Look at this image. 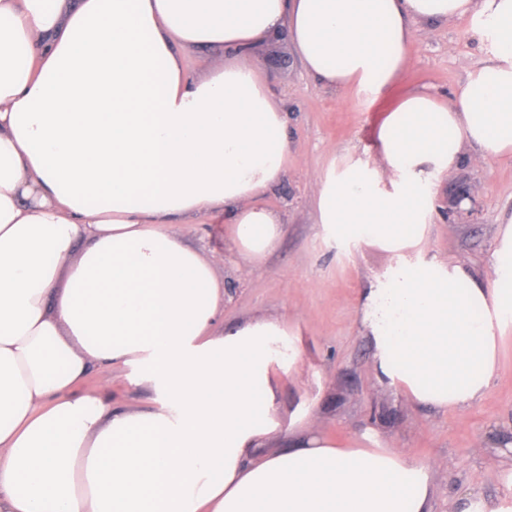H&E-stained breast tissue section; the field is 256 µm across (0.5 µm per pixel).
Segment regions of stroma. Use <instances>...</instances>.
Returning <instances> with one entry per match:
<instances>
[{"label":"stroma","mask_w":512,"mask_h":512,"mask_svg":"<svg viewBox=\"0 0 512 512\" xmlns=\"http://www.w3.org/2000/svg\"><path fill=\"white\" fill-rule=\"evenodd\" d=\"M412 65L384 97L319 88L303 70L290 43L277 41L261 56L272 90L286 99L292 163L266 203L282 215L276 248L257 266L226 264L224 324L276 316L301 331L302 358L281 377V413L300 402L315 404L316 429L337 440L377 431L381 439L428 465L434 512H458L460 498L478 492L490 504L512 499V461L490 458L489 438L512 442V333L504 336L493 385L482 402L464 412L437 413L380 387L373 348L360 320V295L389 264L377 248L325 241L317 223L320 180L346 152L369 160L375 129L398 98L426 89L451 97L487 53L469 19L421 27L411 47ZM466 197V209L454 199ZM512 214V157L481 160L469 149L460 168L443 179L429 235V253L466 262L490 273L498 223ZM109 386L127 410L145 406L150 391L135 375L94 371L86 389Z\"/></svg>","instance_id":"obj_1"}]
</instances>
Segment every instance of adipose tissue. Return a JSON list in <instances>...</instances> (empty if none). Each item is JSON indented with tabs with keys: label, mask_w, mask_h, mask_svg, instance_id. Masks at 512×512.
I'll return each instance as SVG.
<instances>
[{
	"label": "adipose tissue",
	"mask_w": 512,
	"mask_h": 512,
	"mask_svg": "<svg viewBox=\"0 0 512 512\" xmlns=\"http://www.w3.org/2000/svg\"><path fill=\"white\" fill-rule=\"evenodd\" d=\"M460 18L486 63L448 100L408 92L317 202L327 235L390 257L361 302L378 385L439 413L485 397L512 330V216L491 280L426 256L464 149L512 155V0H0V512H432L430 468L377 433L343 447L312 406L281 416L298 328H225L215 261L176 227L225 225L251 266L279 239L265 198L291 150L263 46L379 96L418 24ZM194 50L224 63L189 76ZM103 366L152 406L81 390Z\"/></svg>",
	"instance_id": "adipose-tissue-1"
}]
</instances>
